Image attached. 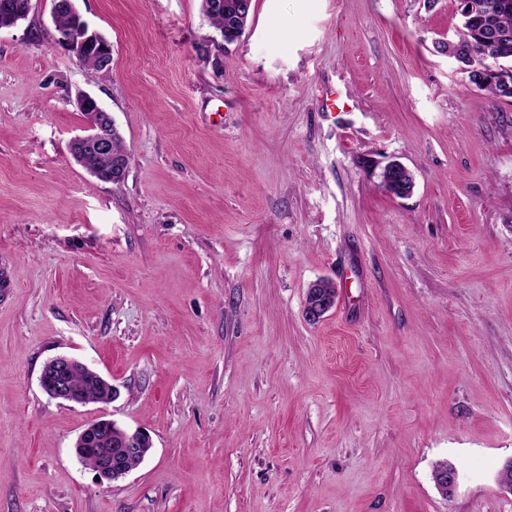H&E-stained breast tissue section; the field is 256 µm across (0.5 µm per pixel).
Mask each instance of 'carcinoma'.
<instances>
[{"label": "carcinoma", "mask_w": 512, "mask_h": 512, "mask_svg": "<svg viewBox=\"0 0 512 512\" xmlns=\"http://www.w3.org/2000/svg\"><path fill=\"white\" fill-rule=\"evenodd\" d=\"M226 0H202V13L210 25L221 35L228 38L239 35L250 19L252 10L232 13L224 6ZM29 8V0H0V29L7 28L21 18ZM463 22L458 31V39L454 50L462 64L469 65L480 48L493 43V38L500 34H512V0H465L462 13ZM80 22L79 16L68 9L60 10L54 18L56 31L74 28ZM468 82L490 97L512 99V87L509 88L495 76L473 73ZM70 152L86 171H96L112 180L122 181L124 175H115L117 163L128 156L120 134L112 135V146L109 152L101 153L95 147L74 142ZM73 390L81 400L90 403L102 399L103 391L95 377L90 373L78 372L71 376Z\"/></svg>", "instance_id": "carcinoma-1"}]
</instances>
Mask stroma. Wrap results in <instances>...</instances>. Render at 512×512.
<instances>
[{"label": "stroma", "mask_w": 512, "mask_h": 512, "mask_svg": "<svg viewBox=\"0 0 512 512\" xmlns=\"http://www.w3.org/2000/svg\"><path fill=\"white\" fill-rule=\"evenodd\" d=\"M76 5L110 75L51 0L0 29V512H512V104L449 59L458 0H253L231 43L201 0ZM80 91L120 182L69 151ZM58 355L115 400L50 398ZM98 418L152 440L117 481ZM63 2H65L73 12L80 15L72 0L52 1V15L57 12ZM73 12L68 9H61L57 13L54 18V25L58 33L72 29L79 24L80 18ZM100 37L98 32L90 30V28H75L66 33L60 32L57 42L79 62L84 58L83 65L91 67L104 75H109L112 71V64L110 67L102 65L100 55L96 51H91L86 55L88 49L93 44L101 42ZM77 106L82 112H88L90 119L86 127L87 134L82 136L84 138L95 137L96 145L99 151L108 153H101L95 147L84 142H73L70 145V152L86 171H96L106 177V180L112 182V177H117L116 182L124 179L127 170L118 176H115L117 163H119L126 156L129 157L126 151L122 138L117 132L112 133V146L109 129L114 126L112 115L107 112L99 104L98 100L90 94L79 93L77 96ZM130 160V157H129ZM382 184L388 193L395 197H409L414 190L415 180L412 172L397 161L385 165L382 174ZM336 303V295L332 288L322 283H314L310 288V294L305 302V316L309 322L317 323L332 309ZM108 421L112 420L97 419L88 423L79 433L74 446L75 455L79 460L85 456L86 449L90 446L89 443L95 442L98 438H102V442H109L111 444V448H116L115 452L112 450V458L108 462L98 464L101 448H104V446L99 444L92 445L88 455L83 458V464L86 466L94 468L98 465L94 471L100 478L107 480L112 477V465L113 467L118 464H123L128 467L136 466L140 463L142 455H145L149 450V448L144 447L140 448L141 453L136 452L134 454L123 456L120 453L121 448H139V444L144 442L145 437H147L148 443L151 444L150 437L145 432L138 429L133 432L129 430L120 432L122 437H116L117 442L112 443V428L109 432L103 433V423Z\"/></svg>", "instance_id": "stroma-1"}]
</instances>
